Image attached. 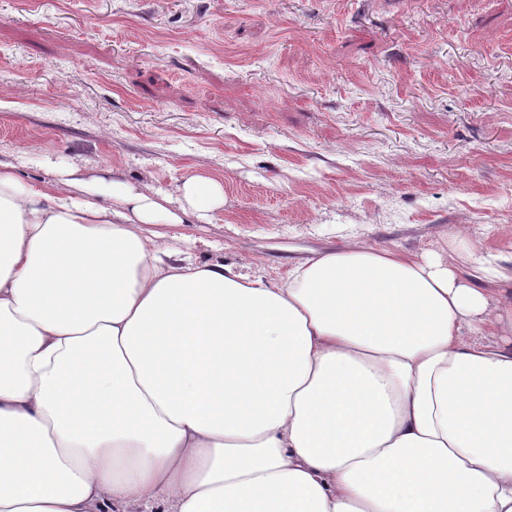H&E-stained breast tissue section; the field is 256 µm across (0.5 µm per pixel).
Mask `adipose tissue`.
<instances>
[{
    "mask_svg": "<svg viewBox=\"0 0 512 512\" xmlns=\"http://www.w3.org/2000/svg\"><path fill=\"white\" fill-rule=\"evenodd\" d=\"M71 185L0 168V512H512L486 258L177 268Z\"/></svg>",
    "mask_w": 512,
    "mask_h": 512,
    "instance_id": "adipose-tissue-1",
    "label": "adipose tissue"
}]
</instances>
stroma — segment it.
<instances>
[{"instance_id": "obj_1", "label": "stroma", "mask_w": 512, "mask_h": 512, "mask_svg": "<svg viewBox=\"0 0 512 512\" xmlns=\"http://www.w3.org/2000/svg\"><path fill=\"white\" fill-rule=\"evenodd\" d=\"M0 168L151 196L171 266L284 284L358 243L508 273L512 0H0ZM195 176L223 202L187 212Z\"/></svg>"}]
</instances>
